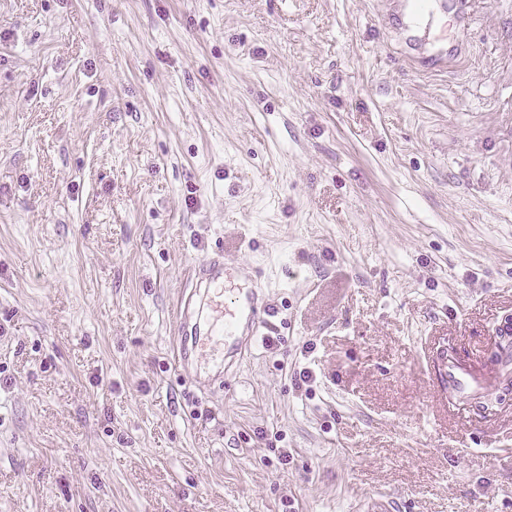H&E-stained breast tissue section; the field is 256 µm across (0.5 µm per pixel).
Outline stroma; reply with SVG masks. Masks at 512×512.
Returning <instances> with one entry per match:
<instances>
[{"label": "stroma", "mask_w": 512, "mask_h": 512, "mask_svg": "<svg viewBox=\"0 0 512 512\" xmlns=\"http://www.w3.org/2000/svg\"><path fill=\"white\" fill-rule=\"evenodd\" d=\"M406 2L0 0V512H512V0ZM214 247L276 317L203 392ZM445 375L448 378V385L458 392L457 395L460 399L468 398L475 392V387L469 376L455 364L448 363Z\"/></svg>", "instance_id": "35a3bbf8"}]
</instances>
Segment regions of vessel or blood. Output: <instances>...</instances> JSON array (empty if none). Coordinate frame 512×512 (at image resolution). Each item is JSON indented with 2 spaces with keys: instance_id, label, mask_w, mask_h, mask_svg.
Segmentation results:
<instances>
[{
  "instance_id": "vessel-or-blood-1",
  "label": "vessel or blood",
  "mask_w": 512,
  "mask_h": 512,
  "mask_svg": "<svg viewBox=\"0 0 512 512\" xmlns=\"http://www.w3.org/2000/svg\"><path fill=\"white\" fill-rule=\"evenodd\" d=\"M226 280L221 251L207 253L195 262L189 292L181 301L176 364L196 377L205 367L222 377L263 337L274 315L260 287L230 289ZM445 375L459 398L474 393L471 379L455 364H448Z\"/></svg>"
}]
</instances>
